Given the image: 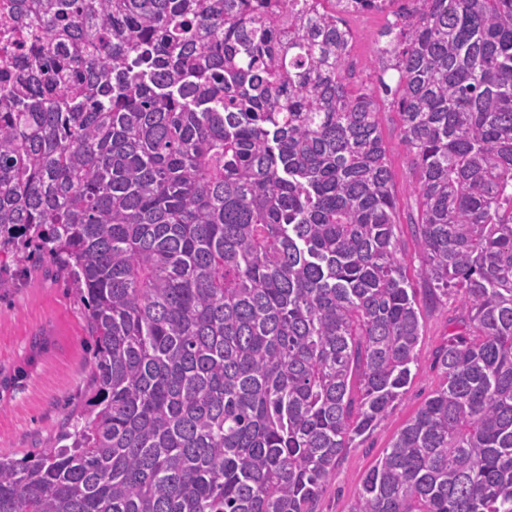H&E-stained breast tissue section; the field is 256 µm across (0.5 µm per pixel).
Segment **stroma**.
<instances>
[{
	"label": "stroma",
	"mask_w": 512,
	"mask_h": 512,
	"mask_svg": "<svg viewBox=\"0 0 512 512\" xmlns=\"http://www.w3.org/2000/svg\"><path fill=\"white\" fill-rule=\"evenodd\" d=\"M389 21L386 14L350 20L355 83L373 86L377 39ZM378 120L392 172L397 235L408 264L410 286L421 301L423 332L405 395L390 415L339 461L335 476L315 503V512H349L364 472L438 387L440 376L432 365L434 352L446 342L451 331L449 321L459 304L455 297L444 305L424 300L419 274L422 254L410 224L417 210L416 177L401 143L396 110L380 104ZM10 275L12 288L0 291V456L19 458L53 447L68 424L69 414L85 404L92 349L80 296L56 275L49 258H20L12 263ZM38 333L48 342L39 354L31 350V339Z\"/></svg>",
	"instance_id": "35a3bbf8"
}]
</instances>
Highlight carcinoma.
<instances>
[{"instance_id":"cac0c4a2","label":"carcinoma","mask_w":512,"mask_h":512,"mask_svg":"<svg viewBox=\"0 0 512 512\" xmlns=\"http://www.w3.org/2000/svg\"><path fill=\"white\" fill-rule=\"evenodd\" d=\"M377 77L418 173L442 381L350 512H512V0H414ZM0 254L89 306L90 401L0 512H314L422 322L374 92L330 0H3Z\"/></svg>"}]
</instances>
